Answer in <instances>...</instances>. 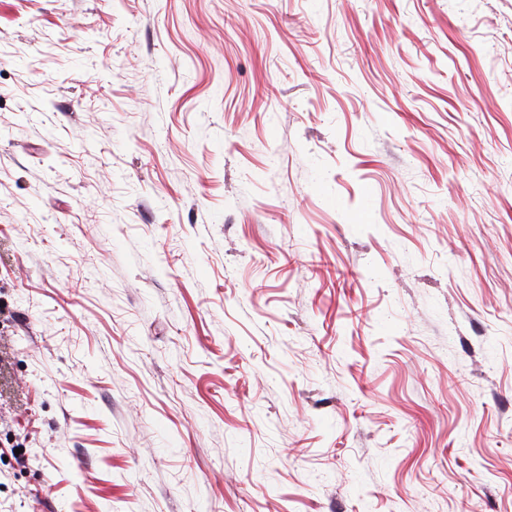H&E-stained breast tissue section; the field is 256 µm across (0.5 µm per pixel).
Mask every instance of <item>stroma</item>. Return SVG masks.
<instances>
[{"label":"stroma","mask_w":512,"mask_h":512,"mask_svg":"<svg viewBox=\"0 0 512 512\" xmlns=\"http://www.w3.org/2000/svg\"><path fill=\"white\" fill-rule=\"evenodd\" d=\"M0 512H512V0H0Z\"/></svg>","instance_id":"stroma-1"}]
</instances>
